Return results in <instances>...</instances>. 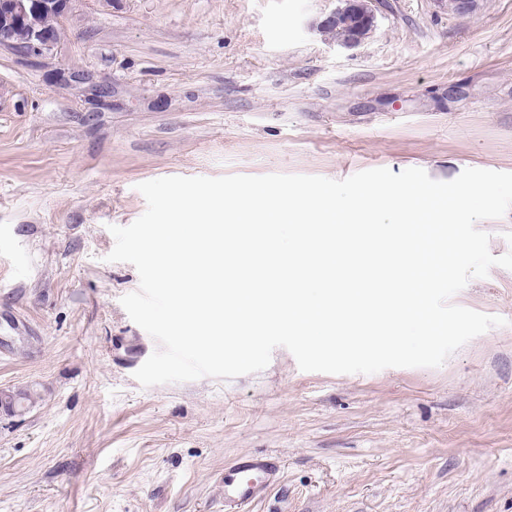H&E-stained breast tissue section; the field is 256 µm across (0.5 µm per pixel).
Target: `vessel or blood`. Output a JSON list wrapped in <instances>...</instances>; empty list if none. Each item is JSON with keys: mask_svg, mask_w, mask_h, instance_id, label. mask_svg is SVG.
<instances>
[{"mask_svg": "<svg viewBox=\"0 0 512 512\" xmlns=\"http://www.w3.org/2000/svg\"><path fill=\"white\" fill-rule=\"evenodd\" d=\"M278 466L265 457H243L224 470V512H244L274 485Z\"/></svg>", "mask_w": 512, "mask_h": 512, "instance_id": "obj_1", "label": "vessel or blood"}]
</instances>
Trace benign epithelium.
<instances>
[{"label":"benign epithelium","mask_w":512,"mask_h":512,"mask_svg":"<svg viewBox=\"0 0 512 512\" xmlns=\"http://www.w3.org/2000/svg\"><path fill=\"white\" fill-rule=\"evenodd\" d=\"M70 0H0V46L41 55L61 39L60 22ZM339 6L316 22V29L339 30L333 45L352 49L359 46L375 28L374 0H338ZM481 0H448V12L470 15Z\"/></svg>","instance_id":"1"}]
</instances>
